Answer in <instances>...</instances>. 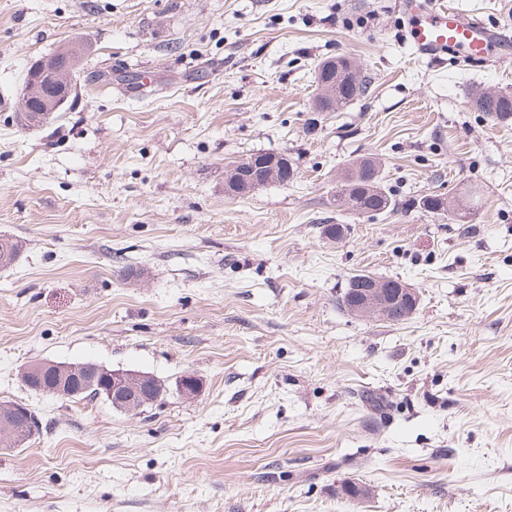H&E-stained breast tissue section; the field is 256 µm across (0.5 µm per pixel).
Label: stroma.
<instances>
[{
	"label": "stroma",
	"instance_id": "1",
	"mask_svg": "<svg viewBox=\"0 0 512 512\" xmlns=\"http://www.w3.org/2000/svg\"><path fill=\"white\" fill-rule=\"evenodd\" d=\"M400 4L0 0V237L20 244L0 402L42 419L0 451V512H512V120L472 104L512 92V57L428 60ZM75 42V106L21 126L26 70ZM340 55L370 90L314 111V69ZM256 152L293 177L226 194ZM363 157L397 210L336 207ZM474 185L467 223L418 206ZM358 273L412 285L416 311L350 315ZM43 360L164 391L137 413L39 395L21 372Z\"/></svg>",
	"mask_w": 512,
	"mask_h": 512
}]
</instances>
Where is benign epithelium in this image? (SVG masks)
<instances>
[{"instance_id": "obj_1", "label": "benign epithelium", "mask_w": 512, "mask_h": 512, "mask_svg": "<svg viewBox=\"0 0 512 512\" xmlns=\"http://www.w3.org/2000/svg\"><path fill=\"white\" fill-rule=\"evenodd\" d=\"M70 66L62 65V59L54 55L43 57L33 64L36 85L46 83L54 86V97L47 106L38 111V116L46 112H59L76 96L75 82L68 72ZM239 173L224 179V190L235 196H245L263 187L270 179L281 177L288 179L291 168L282 157L252 156L238 163ZM343 306L351 314L370 319L388 318L396 313L401 317H410L419 304V294L411 285L395 279H379L354 277L350 280V288L346 292ZM50 372L56 376V382L42 389L46 395L71 399L78 391L68 383L75 379L82 385L93 388L101 378H109L110 389L107 391L112 406L120 411L134 412L142 407L146 398L157 400L160 393L146 390L153 383L146 382V376L124 370H109L103 366L79 363L59 364L41 361L27 365L22 371L24 384L29 385L35 377Z\"/></svg>"}]
</instances>
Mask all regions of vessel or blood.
Returning a JSON list of instances; mask_svg holds the SVG:
<instances>
[{
  "label": "vessel or blood",
  "instance_id": "obj_1",
  "mask_svg": "<svg viewBox=\"0 0 512 512\" xmlns=\"http://www.w3.org/2000/svg\"><path fill=\"white\" fill-rule=\"evenodd\" d=\"M414 22L410 39L430 59L488 65L512 48V31L461 13L441 0H403Z\"/></svg>",
  "mask_w": 512,
  "mask_h": 512
}]
</instances>
